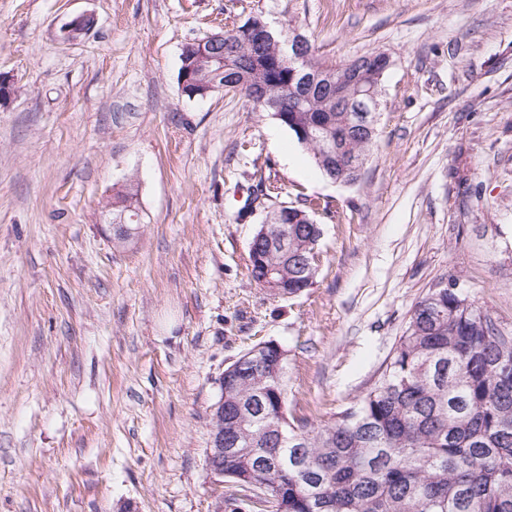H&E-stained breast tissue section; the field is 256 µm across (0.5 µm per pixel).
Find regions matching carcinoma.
Here are the masks:
<instances>
[{
	"instance_id": "1",
	"label": "carcinoma",
	"mask_w": 512,
	"mask_h": 512,
	"mask_svg": "<svg viewBox=\"0 0 512 512\" xmlns=\"http://www.w3.org/2000/svg\"><path fill=\"white\" fill-rule=\"evenodd\" d=\"M231 64L209 72L216 89L235 82L248 99L262 86L269 112L311 152L325 177L332 148L347 143L365 158L372 141L357 137L355 112H327L335 94L293 76L298 65L244 61L252 47L232 28L212 33ZM133 192L112 202V223L137 228ZM281 223L259 227L248 251L251 279L274 272L288 291L311 287L303 259L319 245L309 224L320 204L281 205ZM251 361L224 369V481L256 499L253 512H512V336L455 287L433 288L414 306L377 380L334 420L309 426L288 413V373L278 350L247 349Z\"/></svg>"
}]
</instances>
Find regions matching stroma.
Listing matches in <instances>:
<instances>
[{
	"mask_svg": "<svg viewBox=\"0 0 512 512\" xmlns=\"http://www.w3.org/2000/svg\"><path fill=\"white\" fill-rule=\"evenodd\" d=\"M94 27L60 38L73 16ZM262 14L329 60L389 55L358 180L335 183L238 93L182 95L179 53ZM0 512H217V381L288 350L317 425L371 386L430 289L512 336V0H0ZM272 204L317 199L313 285L248 274ZM138 188L133 242L114 194Z\"/></svg>",
	"mask_w": 512,
	"mask_h": 512,
	"instance_id": "stroma-1",
	"label": "stroma"
}]
</instances>
